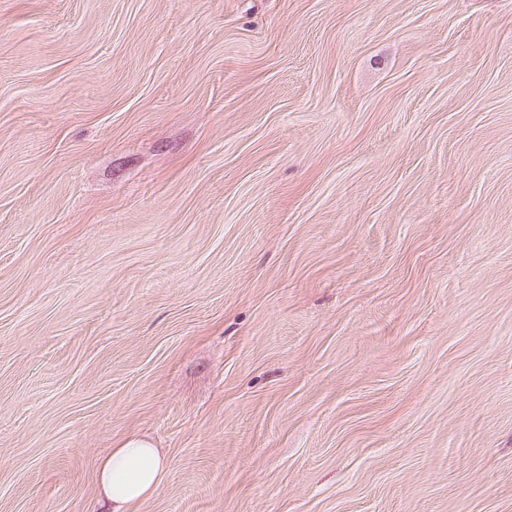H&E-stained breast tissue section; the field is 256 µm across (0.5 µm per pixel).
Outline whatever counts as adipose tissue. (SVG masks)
<instances>
[{
    "instance_id": "1",
    "label": "adipose tissue",
    "mask_w": 512,
    "mask_h": 512,
    "mask_svg": "<svg viewBox=\"0 0 512 512\" xmlns=\"http://www.w3.org/2000/svg\"><path fill=\"white\" fill-rule=\"evenodd\" d=\"M165 474L160 450L139 437L125 439L98 463L102 512H134L138 503L155 494Z\"/></svg>"
}]
</instances>
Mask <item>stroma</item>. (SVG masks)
I'll return each instance as SVG.
<instances>
[{
	"mask_svg": "<svg viewBox=\"0 0 512 512\" xmlns=\"http://www.w3.org/2000/svg\"><path fill=\"white\" fill-rule=\"evenodd\" d=\"M512 512V0H0V512ZM159 448L144 438L129 437L98 463V512H134L135 506L155 494L165 474Z\"/></svg>",
	"mask_w": 512,
	"mask_h": 512,
	"instance_id": "35a3bbf8",
	"label": "stroma"
}]
</instances>
